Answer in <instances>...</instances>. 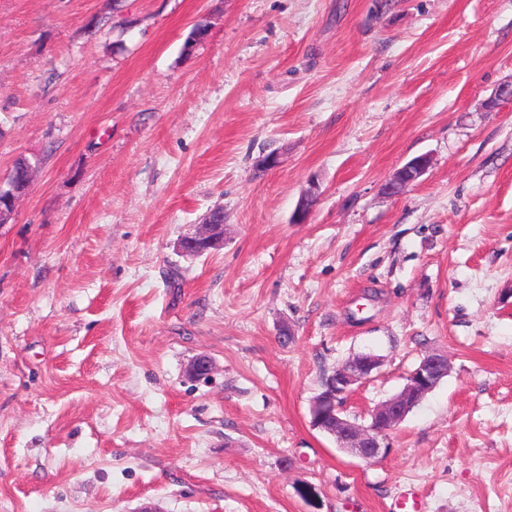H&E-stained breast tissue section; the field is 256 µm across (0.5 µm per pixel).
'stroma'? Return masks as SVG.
<instances>
[{
	"instance_id": "35a3bbf8",
	"label": "stroma",
	"mask_w": 512,
	"mask_h": 512,
	"mask_svg": "<svg viewBox=\"0 0 512 512\" xmlns=\"http://www.w3.org/2000/svg\"><path fill=\"white\" fill-rule=\"evenodd\" d=\"M509 81L512 0H0V176L36 164L0 226V512H512ZM431 351L378 461L312 427L347 359L382 360L366 424ZM429 167L430 160L427 155L415 157L392 174L391 178L385 183V192L388 195L399 193L403 188L425 175ZM224 245V224H216L208 216L196 230L180 239L178 251L185 256H199Z\"/></svg>"
}]
</instances>
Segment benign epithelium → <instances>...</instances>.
<instances>
[{
  "instance_id": "7a95c632",
  "label": "benign epithelium",
  "mask_w": 512,
  "mask_h": 512,
  "mask_svg": "<svg viewBox=\"0 0 512 512\" xmlns=\"http://www.w3.org/2000/svg\"><path fill=\"white\" fill-rule=\"evenodd\" d=\"M430 167L428 156H418L396 170L385 183L389 195L399 193L406 186L418 181ZM15 187L0 180V224L8 223L13 215L16 201ZM315 193L307 192L295 208L293 220L306 222ZM224 245V225L214 223L211 218L197 225L196 230L180 239L178 251L185 256H198ZM381 359L373 354L361 353L339 365L333 372L335 389L317 395L311 405V424L322 433L336 440L337 447L364 461H372L385 454L389 434L403 420L409 402L436 386L448 375V356L439 351L426 354L416 368L407 376L403 389L394 397L377 405L367 425L351 421L344 414L341 400L355 391V386L367 379L378 368ZM213 362L206 356L197 358L189 367V374L196 380L208 379Z\"/></svg>"
}]
</instances>
